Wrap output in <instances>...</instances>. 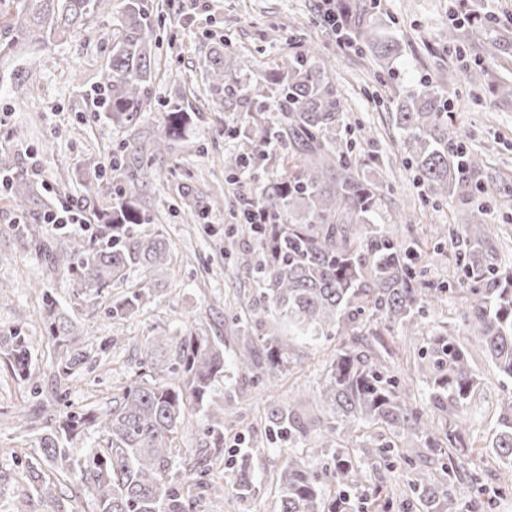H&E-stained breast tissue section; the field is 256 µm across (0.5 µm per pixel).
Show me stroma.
Listing matches in <instances>:
<instances>
[{
    "instance_id": "stroma-1",
    "label": "stroma",
    "mask_w": 512,
    "mask_h": 512,
    "mask_svg": "<svg viewBox=\"0 0 512 512\" xmlns=\"http://www.w3.org/2000/svg\"><path fill=\"white\" fill-rule=\"evenodd\" d=\"M375 12L397 37L402 51L391 72L379 71L366 49L339 47L317 6L319 0H149L158 18L156 27L157 76L151 96L160 103L176 102L195 108L189 136L174 154L157 159L152 173L136 181V191L149 213V221L135 225L134 235L148 236L164 230L174 250L170 271L150 274L129 269L118 288L96 292L71 280L63 268L35 250L30 239L15 230L30 224L44 238L56 236V225L45 223L43 214H20L0 198V336L15 330L30 338L32 374L17 378L8 357L0 353V512H13L23 483L20 449L31 448L43 419L56 410L59 400L72 408L102 412L114 396L130 383L139 356L131 341L144 336L181 338L205 330L224 340L226 355H233L238 340L233 322L245 311V297L254 295L236 264L237 251L250 248L230 215L243 190H254L268 179L291 170L293 159L287 148L277 149L270 162L245 169L240 182L224 185L222 158L242 153L244 141L224 138L223 109L207 100L206 55L217 42L244 61L249 76L266 68L283 66L305 42L336 60L331 75L346 121L351 129L354 153L372 156L376 179L389 191L391 205L381 216L385 228L398 235L429 242L434 224L469 223L473 212H481L488 224V245L501 265H512V100L493 94L499 83L512 84V66L496 67L482 83L464 78L465 69L485 47L500 43L512 58V0H374ZM468 13L495 14L493 24L473 29L466 42L450 45L444 36L457 5ZM277 29L279 40L268 37ZM111 18L99 16L72 40L40 44L20 50L7 66L0 68V151L9 153L14 164L30 171V182L53 211L69 206L82 222L71 230L83 239L95 235L92 211L95 198L84 196L81 177L98 166H110L112 155L129 140L143 141L160 135L164 125L161 111L139 113L127 126L113 124L96 107L88 86L96 84L106 64V38ZM80 70L82 86L73 85L68 74ZM457 71L452 83L440 82L441 74ZM438 79L436 89L452 128L461 133L468 151L480 154L485 166L479 176L481 190L470 199L456 197L434 202L417 184L408 166V154L394 121L395 96L420 88L422 78ZM191 194L204 217L188 223L181 206L183 194ZM408 208L412 221L399 224L394 212ZM151 288L150 309L121 320H107L105 307L120 289ZM44 288L59 301L81 335L99 345L97 363L89 371L58 384L51 369L54 347L39 318L36 288ZM277 330L291 348L292 365L276 388L228 371L218 378L211 405L224 407V446L216 450L204 428L202 412H193L181 426L172 450L170 477L179 482L204 472L208 486L200 512H273L275 477L288 455H304L315 435L291 442L268 443L264 453L252 461L254 490L246 500L230 490L237 467V451L265 431V417L275 406L293 405L309 418L319 416L316 393L325 368L335 355L338 337L308 343L292 336L285 326L266 322L254 326L255 335ZM396 355V370L412 378L411 401L426 408L430 402L418 372L422 341L384 335ZM470 366L479 386L471 407L473 425L468 437V473L452 487L457 504H464L476 490L491 497L490 512H512V494L496 493V462L485 447L490 439L501 403L512 400V380L491 366L481 349L470 351ZM414 468L381 467L368 483L354 489L361 512H381L376 488L400 490L406 479L423 474L441 479L437 466L426 462L424 448H417ZM479 482H472V475Z\"/></svg>"
}]
</instances>
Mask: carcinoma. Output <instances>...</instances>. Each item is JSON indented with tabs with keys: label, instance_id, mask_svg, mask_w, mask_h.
Here are the masks:
<instances>
[{
	"label": "carcinoma",
	"instance_id": "1",
	"mask_svg": "<svg viewBox=\"0 0 512 512\" xmlns=\"http://www.w3.org/2000/svg\"><path fill=\"white\" fill-rule=\"evenodd\" d=\"M112 10V38L106 69L92 89L96 103L109 120L126 125L154 106L149 83L156 76L154 25L146 0H0V61L26 44L65 40L80 32L93 17ZM363 20L356 36L375 63L392 69L399 58V41L378 16L360 5ZM335 62L309 45L293 57L285 70L273 69L264 82L248 84L240 71L242 60L216 44L206 56L211 104L226 112H266L278 99L288 111L275 122L242 126L231 123V135L251 144V153L224 157L225 182L237 183L241 171L262 162L275 147L291 148L296 174L277 178L258 189V200L268 211L267 223L249 224L239 216L242 231L253 249L236 258L247 279L260 287L236 319L238 338L245 348L232 360L224 343L195 333L178 342L167 336H147L141 350L138 379L112 398V409L102 415L82 410H61L37 434L40 464L27 466L18 502L32 497L57 503L66 512L61 480L76 478L77 489L90 495L97 512H197L192 488L178 484L168 473L176 433L191 408L205 409L215 380L228 363L236 372L256 377L273 387L290 363L289 347L277 331L253 337L252 325L275 314L278 322L306 341L336 334L341 347L319 389L317 403L333 420L319 432V445L307 449L315 458L333 448V465L318 475L304 458L288 455L276 478V512H355L351 489L369 470L399 461L412 465L413 457L399 438L418 439L434 456L445 482L413 481L412 495L422 512H449V484L466 472V411L479 384L471 369L468 346L485 352L496 371L512 379V268L501 269L485 258L488 225L481 214L459 228L434 226L432 252L446 243L457 247L456 266L461 276L453 287L432 288L414 269L419 244L378 224L384 207L379 183L368 177L370 161L353 156L347 139L343 109L328 71ZM166 123L146 158L137 142L123 152L134 157L141 174L152 162L172 153L185 138L188 112L175 104L162 105ZM397 127L404 136L408 160L417 180L429 195L465 198L471 179L481 172L483 159L465 149L448 127L430 82L397 104ZM14 208L27 212L46 209L48 203L28 186V175L7 158L0 159ZM88 196L101 201L94 211L95 240L80 252L56 236L41 239L39 252L52 256L74 280L100 292L124 280L132 267L162 271L172 264L170 242L159 231L138 238L132 227L146 214L132 186L118 184L99 169L82 183ZM461 294L469 303L462 316L464 336L448 325L429 326L427 312L442 304L443 294ZM151 294L130 291L106 307L107 317L120 319L147 307ZM43 327L61 356L56 370L67 378L82 372L94 354L82 345L74 326L55 297L42 292ZM420 336L426 347L420 355L423 382L435 415L409 403L411 388L393 374L394 353L380 341L382 332ZM5 342L14 374L30 379L32 360L26 336L15 331ZM207 433L215 448L224 444V418L206 409ZM266 438L299 439L314 422L303 420L291 407L275 406L267 413ZM98 436L82 461H74L66 446L77 435ZM262 442L254 440L239 450L238 474L232 493L250 496L251 459ZM488 454L498 464L497 489L512 492V401L499 413Z\"/></svg>",
	"mask_w": 512,
	"mask_h": 512
}]
</instances>
